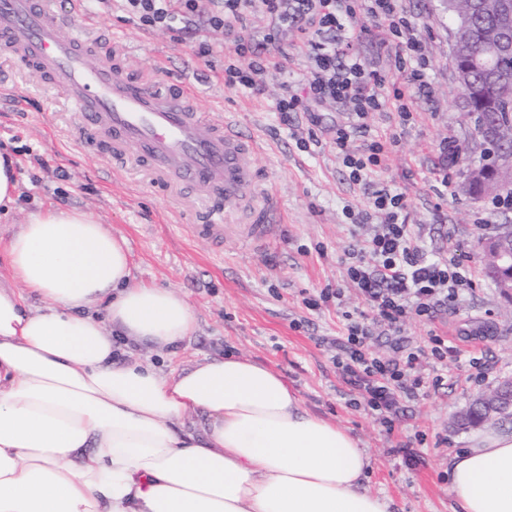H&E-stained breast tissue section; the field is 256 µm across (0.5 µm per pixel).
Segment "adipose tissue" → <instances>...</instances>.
Here are the masks:
<instances>
[{
  "label": "adipose tissue",
  "mask_w": 512,
  "mask_h": 512,
  "mask_svg": "<svg viewBox=\"0 0 512 512\" xmlns=\"http://www.w3.org/2000/svg\"><path fill=\"white\" fill-rule=\"evenodd\" d=\"M5 250L0 512H389L359 439L281 374L235 355L169 372L123 359L197 328L181 293L136 281L126 238L47 208ZM448 492L461 512H512V431H477Z\"/></svg>",
  "instance_id": "obj_1"
}]
</instances>
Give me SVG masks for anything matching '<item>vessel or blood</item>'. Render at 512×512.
Instances as JSON below:
<instances>
[{"label":"vessel or blood","mask_w":512,"mask_h":512,"mask_svg":"<svg viewBox=\"0 0 512 512\" xmlns=\"http://www.w3.org/2000/svg\"><path fill=\"white\" fill-rule=\"evenodd\" d=\"M72 3L66 29L57 0H0V48L47 77L81 123L111 137L116 153L156 179L201 185L197 204L208 221L193 233L223 240L228 215L242 210V237L264 241L280 217L273 195L257 192L255 136L223 113L199 112L192 85L154 90L128 79L116 59L96 56L93 16L84 0Z\"/></svg>","instance_id":"b4317fda"}]
</instances>
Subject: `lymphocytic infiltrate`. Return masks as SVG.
I'll list each match as a JSON object with an SVG mask.
<instances>
[{
  "label": "lymphocytic infiltrate",
  "instance_id": "f902f5d3",
  "mask_svg": "<svg viewBox=\"0 0 512 512\" xmlns=\"http://www.w3.org/2000/svg\"><path fill=\"white\" fill-rule=\"evenodd\" d=\"M123 8L139 25L169 31L178 44L184 41L182 26L174 24L178 18L223 32L224 84L254 96L264 95L270 71H286L293 49L307 48L305 74L299 82H282L273 107L283 123L290 113L311 116L329 105L346 116L332 145L350 180L365 186L376 222L347 269L367 309L343 311L342 353L334 362L386 430H393L401 398L441 385L457 349L434 335L430 350L409 352L399 364L375 353L371 338L379 327L398 333L409 320L458 307L461 288L475 275L459 261L457 247L429 257L402 216L404 193L369 180L398 144L394 136L368 139L369 117L394 111L408 123V101L434 93L424 44L401 0H123ZM259 16L268 25L258 35L246 20ZM381 30L386 36L378 38L379 46L391 65L387 72L370 68L354 49L360 36L378 37Z\"/></svg>",
  "mask_w": 512,
  "mask_h": 512
}]
</instances>
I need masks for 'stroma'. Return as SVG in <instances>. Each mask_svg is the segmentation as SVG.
Here are the masks:
<instances>
[{
    "label": "stroma",
    "mask_w": 512,
    "mask_h": 512,
    "mask_svg": "<svg viewBox=\"0 0 512 512\" xmlns=\"http://www.w3.org/2000/svg\"><path fill=\"white\" fill-rule=\"evenodd\" d=\"M402 6L425 44L434 96L411 102L407 126L394 115L371 117L372 134L401 135L373 179L405 193L407 221L429 255L447 254L453 241L475 268L480 241L496 225L512 224V208L471 200L460 187L467 168L482 162L484 147L465 115L442 0H403ZM88 8L106 31L94 44L96 53L116 57L130 80L157 89L192 84L201 111L224 109L259 136L263 149L254 162L260 186L276 193L285 222L265 241L248 245L228 240L218 247L193 235L190 225L203 221L194 206L195 185L156 181L148 167L113 156L108 144L79 130L63 95L47 91L38 74L0 52V153L14 159L19 179L17 201L0 218V266L7 262L4 244L29 214L48 207L91 214L127 239L137 281L175 289L195 310L192 339L163 349L156 364L169 371L235 354L272 368L308 411L360 440L371 457L365 484L390 499L393 512H459L448 493V461L470 446L472 432L456 428L454 420L478 395L512 377V317L496 288L476 276L462 289L458 311L441 310L432 320L410 321L401 334L384 331L374 339V349L396 362L404 344L430 349L433 333L471 343L469 351L450 357L447 385L402 399L395 430L386 432L333 362L341 313L332 305L315 310L305 304L330 286L343 289L346 310L365 308L347 278L359 238L345 209L365 211L367 194L329 145L330 128L343 122V113L326 108L313 127L294 112L281 125L272 105L285 77L271 72L264 97L226 88L221 32L189 31L191 41L214 44L204 61L174 44L167 31L129 20L120 0H90ZM311 136L315 145L301 151L297 138ZM447 140L458 148L449 188L438 175V146Z\"/></svg>",
    "instance_id": "35a3bbf8"
}]
</instances>
